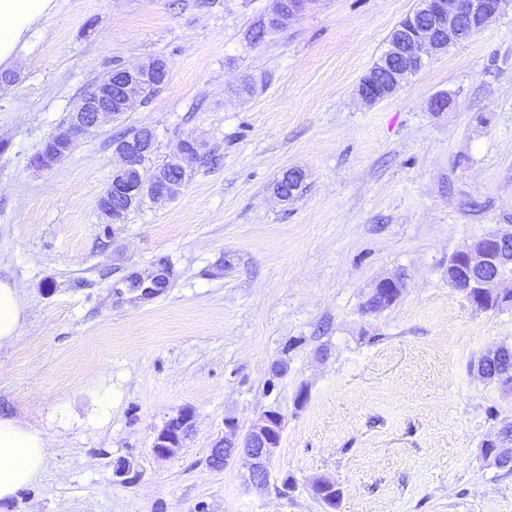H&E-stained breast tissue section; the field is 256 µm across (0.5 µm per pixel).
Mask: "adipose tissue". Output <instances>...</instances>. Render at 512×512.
Listing matches in <instances>:
<instances>
[{"instance_id":"ef3b65f1","label":"adipose tissue","mask_w":512,"mask_h":512,"mask_svg":"<svg viewBox=\"0 0 512 512\" xmlns=\"http://www.w3.org/2000/svg\"><path fill=\"white\" fill-rule=\"evenodd\" d=\"M56 7V0H0V65L15 61L34 26ZM23 317L19 288L0 281V345L15 340ZM48 446L40 430L0 417V501L11 499L40 478Z\"/></svg>"}]
</instances>
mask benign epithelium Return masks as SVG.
Returning a JSON list of instances; mask_svg holds the SVG:
<instances>
[{
	"mask_svg": "<svg viewBox=\"0 0 512 512\" xmlns=\"http://www.w3.org/2000/svg\"><path fill=\"white\" fill-rule=\"evenodd\" d=\"M315 0H273L272 9L264 25L277 31L289 20L305 13ZM512 11V0H424L407 15L393 31L387 55L379 66L387 71L386 79H377L369 71L359 82L357 93L363 102L375 104L391 97L410 77L417 74L432 56L444 53L448 47L460 44L483 30L498 15ZM168 69L167 63L144 62L124 67L97 82L84 95L81 106L70 113L68 122L57 128L53 138L43 145L34 164L42 170L53 168L69 156L78 143L100 127L105 118L114 117L112 107L124 109L134 101L139 92L152 85L160 72ZM155 151L153 132L127 146L115 148L122 160V167L112 177L107 187L109 197L123 206L125 201L141 196L152 200H166L170 184L154 178L132 184L126 173L140 166ZM488 265H512V231L491 233L461 249L457 269L466 278L468 288H475L478 296L494 292V287L504 279L483 278L480 270ZM194 415L182 409L172 416L158 432L153 453L165 458L175 453L192 430ZM283 417L276 411L262 413L244 437H238V422L224 419V436L214 444L211 456L224 464L237 455L249 462L251 480L262 484L269 476L273 449L281 440Z\"/></svg>",
	"mask_w": 512,
	"mask_h": 512,
	"instance_id": "1",
	"label": "benign epithelium"
}]
</instances>
